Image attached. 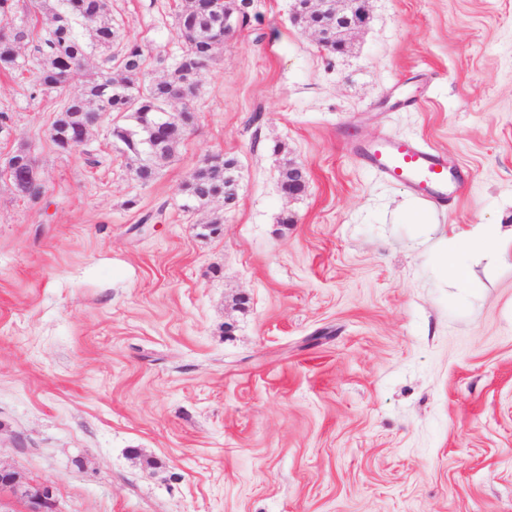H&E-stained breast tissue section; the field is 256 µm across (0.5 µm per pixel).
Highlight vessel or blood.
<instances>
[{"instance_id":"b4317fda","label":"vessel or blood","mask_w":512,"mask_h":512,"mask_svg":"<svg viewBox=\"0 0 512 512\" xmlns=\"http://www.w3.org/2000/svg\"><path fill=\"white\" fill-rule=\"evenodd\" d=\"M366 166L432 203L448 200V163L443 154L410 138L385 139L365 148Z\"/></svg>"}]
</instances>
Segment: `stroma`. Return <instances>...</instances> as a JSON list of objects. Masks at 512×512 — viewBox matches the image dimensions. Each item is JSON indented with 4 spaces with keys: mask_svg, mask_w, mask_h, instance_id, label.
Wrapping results in <instances>:
<instances>
[{
    "mask_svg": "<svg viewBox=\"0 0 512 512\" xmlns=\"http://www.w3.org/2000/svg\"><path fill=\"white\" fill-rule=\"evenodd\" d=\"M293 4L253 0L147 185L111 119L52 143L67 93L29 98L33 45L0 73V156L28 146L44 185L0 174V466L58 512H512V257L472 260L466 295L424 243L512 225V0H369L341 53ZM182 6L112 0L146 79L181 52ZM407 136L462 195L425 202L353 152ZM217 153L235 204L185 208Z\"/></svg>",
    "mask_w": 512,
    "mask_h": 512,
    "instance_id": "1",
    "label": "stroma"
}]
</instances>
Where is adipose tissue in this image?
Masks as SVG:
<instances>
[{
  "mask_svg": "<svg viewBox=\"0 0 512 512\" xmlns=\"http://www.w3.org/2000/svg\"><path fill=\"white\" fill-rule=\"evenodd\" d=\"M439 271L452 278L463 292H477L480 282L467 278L468 260L479 253L504 256L512 253L511 224H471L451 226L447 235L438 238L432 247Z\"/></svg>",
  "mask_w": 512,
  "mask_h": 512,
  "instance_id": "1",
  "label": "adipose tissue"
}]
</instances>
